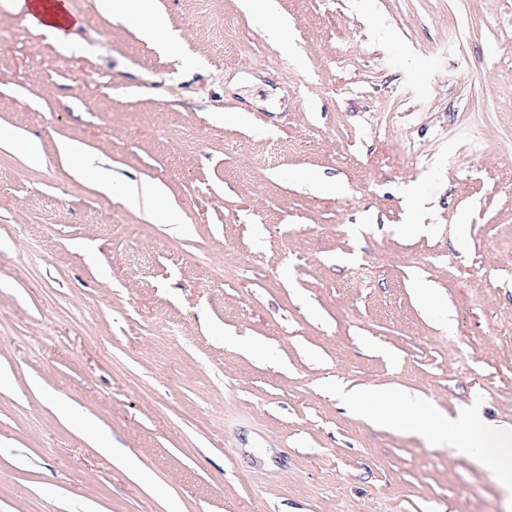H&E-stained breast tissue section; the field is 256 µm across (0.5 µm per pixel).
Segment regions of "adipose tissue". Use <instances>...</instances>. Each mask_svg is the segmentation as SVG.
I'll list each match as a JSON object with an SVG mask.
<instances>
[{
    "label": "adipose tissue",
    "instance_id": "adipose-tissue-1",
    "mask_svg": "<svg viewBox=\"0 0 512 512\" xmlns=\"http://www.w3.org/2000/svg\"><path fill=\"white\" fill-rule=\"evenodd\" d=\"M99 13L111 20L137 21V33L143 40L164 41L176 49L178 41L163 30L155 0H96ZM14 11L22 13L28 25L56 44H65L72 25L62 0H12ZM95 187L109 195L131 201H144L151 219L160 224H177L181 213L164 186L154 184L143 189L114 183L108 172H101ZM340 399L367 421L383 426L405 425L415 431L435 434L447 442L456 458L479 463L497 478L504 493L512 494V426L489 422L478 410L458 417L443 415L437 407L396 390H366L338 387Z\"/></svg>",
    "mask_w": 512,
    "mask_h": 512
}]
</instances>
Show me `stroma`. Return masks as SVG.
<instances>
[{"instance_id": "obj_1", "label": "stroma", "mask_w": 512, "mask_h": 512, "mask_svg": "<svg viewBox=\"0 0 512 512\" xmlns=\"http://www.w3.org/2000/svg\"><path fill=\"white\" fill-rule=\"evenodd\" d=\"M274 3L157 0L170 53L94 0L65 48L0 0V124L40 148L0 147V512H507L336 385L512 424V0ZM95 189L106 193L107 195L119 194L124 199L139 203L140 198L147 204V210L151 219L159 224H178L181 223V213L176 203L170 199L164 186L154 184L142 188L141 193L138 188H129L114 183L111 175L101 172Z\"/></svg>"}]
</instances>
